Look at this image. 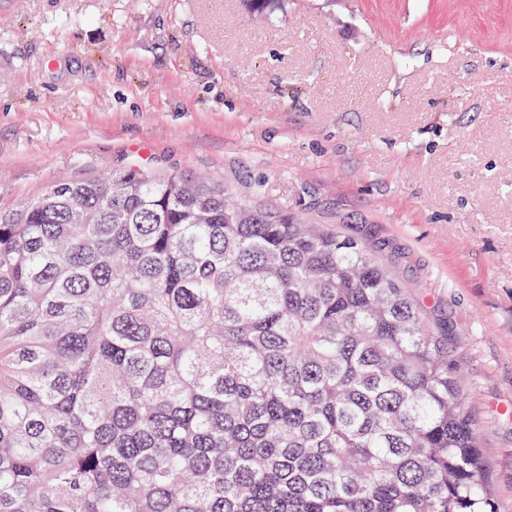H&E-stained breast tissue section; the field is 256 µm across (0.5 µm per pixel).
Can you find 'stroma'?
I'll return each mask as SVG.
<instances>
[{
  "mask_svg": "<svg viewBox=\"0 0 512 512\" xmlns=\"http://www.w3.org/2000/svg\"><path fill=\"white\" fill-rule=\"evenodd\" d=\"M141 164L364 243L512 512V0H0V206Z\"/></svg>",
  "mask_w": 512,
  "mask_h": 512,
  "instance_id": "1",
  "label": "stroma"
}]
</instances>
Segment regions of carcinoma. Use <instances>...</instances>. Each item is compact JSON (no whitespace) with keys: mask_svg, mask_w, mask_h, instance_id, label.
Masks as SVG:
<instances>
[{"mask_svg":"<svg viewBox=\"0 0 512 512\" xmlns=\"http://www.w3.org/2000/svg\"><path fill=\"white\" fill-rule=\"evenodd\" d=\"M125 167L0 207V512H503L360 241Z\"/></svg>","mask_w":512,"mask_h":512,"instance_id":"cac0c4a2","label":"carcinoma"}]
</instances>
